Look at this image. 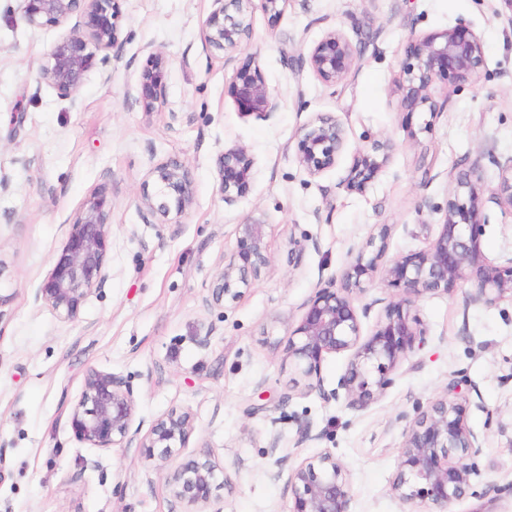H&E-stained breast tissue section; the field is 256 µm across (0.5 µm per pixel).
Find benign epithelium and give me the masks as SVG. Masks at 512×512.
<instances>
[{"label": "benign epithelium", "mask_w": 512, "mask_h": 512, "mask_svg": "<svg viewBox=\"0 0 512 512\" xmlns=\"http://www.w3.org/2000/svg\"><path fill=\"white\" fill-rule=\"evenodd\" d=\"M213 8L203 24L206 49L224 55L241 50L250 35L256 8L281 14L288 0H212ZM22 18L31 27H61L78 18L69 33L46 54L36 74L39 84L53 87L59 97L80 106V89L89 72L107 64L117 67L121 56L105 54L118 42L116 20L120 0H21ZM357 53L343 36L328 32L308 53L297 58V71L309 68L327 86L346 79L358 64ZM485 64L480 37L464 27H451L410 40L404 77L396 92L400 107L409 112L436 111L430 89L438 77L456 87L474 82ZM165 56L150 51L139 79V103L156 112L166 103ZM232 94L243 116L260 120L274 117L277 104L260 72L257 60L237 69ZM346 146L342 122L331 113H320L298 133L297 159L312 177L336 167ZM394 143L374 138L356 151L343 180L351 192L363 193L387 165ZM254 160L243 146L224 150L220 188L224 204H236L248 191ZM512 212V160L502 167L498 184L483 185L480 166L473 163L458 173L448 193L441 228L430 246L389 260L381 283L387 303L371 334L363 335V319L369 317L375 299L358 308L353 300L367 293L388 251L389 229L358 247L344 269L340 285L319 289L305 306L298 324L286 340L273 342L280 368L304 381V389L324 400L344 399L352 408H365L393 386L397 371L410 354L424 344L426 329L411 315L415 301L425 294L446 292L460 281L474 285L473 301L492 305L512 298V256L501 263L487 260L481 237L487 220L484 201ZM195 203V186L189 167L167 159L152 164L140 194L143 219L170 214L181 217ZM112 200L104 189L92 190L76 213L63 249L35 293V301L57 317L74 321L87 298L101 289L109 277ZM274 269L266 240V224L251 218L236 227V246L224 255L218 269L211 302L220 305L239 299L264 272ZM336 354L348 355L336 387H325L322 362ZM467 395L462 380L451 378L427 405H416L404 432L392 491L406 503L422 502L434 512H450L449 506L478 491V461L487 434L475 431L466 417ZM75 439L89 448L142 449L145 457L158 460L155 473L164 480L171 498L170 512H210L213 493L227 484L224 469L203 454L178 461L195 430L191 415L171 410L154 419L147 431L136 421V397L129 381L114 373L90 370L84 389L70 413ZM274 477L285 479L291 494L288 512H351L348 471L341 460L325 451L288 466V456L275 460Z\"/></svg>", "instance_id": "1"}]
</instances>
